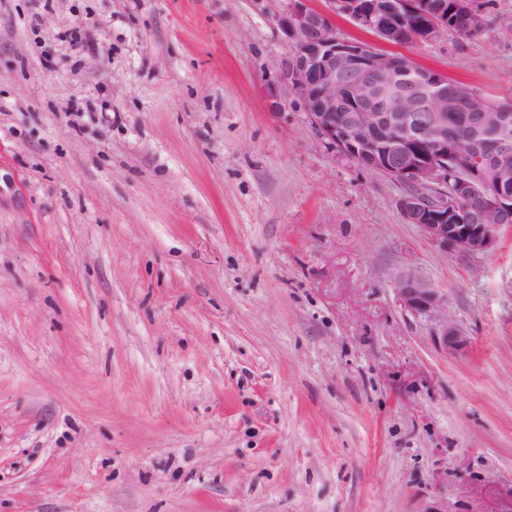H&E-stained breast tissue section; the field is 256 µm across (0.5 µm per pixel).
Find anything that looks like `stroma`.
Returning <instances> with one entry per match:
<instances>
[{
	"label": "stroma",
	"instance_id": "35a3bbf8",
	"mask_svg": "<svg viewBox=\"0 0 512 512\" xmlns=\"http://www.w3.org/2000/svg\"><path fill=\"white\" fill-rule=\"evenodd\" d=\"M475 4L393 46L309 2L512 98V0ZM286 8L0 0V512H512V226L405 223L283 82ZM397 296L400 304L416 313L434 316L437 320L435 339L444 350L458 351L466 346L468 339L461 330L448 321L444 299L435 288H430L421 280L407 278L399 282Z\"/></svg>",
	"mask_w": 512,
	"mask_h": 512
}]
</instances>
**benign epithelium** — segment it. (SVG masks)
I'll use <instances>...</instances> for the list:
<instances>
[{
    "label": "benign epithelium",
    "mask_w": 512,
    "mask_h": 512,
    "mask_svg": "<svg viewBox=\"0 0 512 512\" xmlns=\"http://www.w3.org/2000/svg\"><path fill=\"white\" fill-rule=\"evenodd\" d=\"M306 2L288 0L278 25L293 43L282 78L303 98L315 130L354 163L413 187L400 210L432 246L469 256L493 250L512 223V109L483 108L475 91L448 92L446 74L423 77L402 55L337 39L332 19ZM331 2L391 44L431 40L448 22L429 13V0ZM453 13L481 25L472 0H456ZM397 296L404 308L436 318L441 348L466 346L436 289L407 278Z\"/></svg>",
    "instance_id": "benign-epithelium-1"
}]
</instances>
